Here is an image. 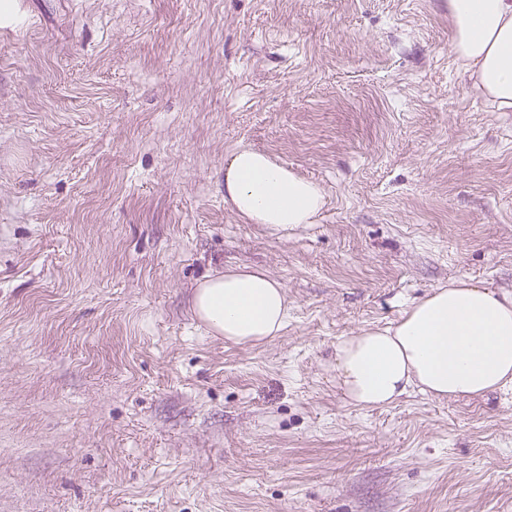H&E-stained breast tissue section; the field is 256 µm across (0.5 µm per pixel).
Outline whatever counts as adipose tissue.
<instances>
[{
	"mask_svg": "<svg viewBox=\"0 0 512 512\" xmlns=\"http://www.w3.org/2000/svg\"><path fill=\"white\" fill-rule=\"evenodd\" d=\"M450 50L473 90L512 110V0H448ZM224 201L248 224L282 238L316 223L322 187L265 152H234ZM197 318L226 341L256 346L288 323L282 283L262 268L207 274L192 299ZM336 383L358 408L391 405L411 390L433 398L483 395L512 385V292L457 280L411 302L387 327H368L335 347Z\"/></svg>",
	"mask_w": 512,
	"mask_h": 512,
	"instance_id": "adipose-tissue-1",
	"label": "adipose tissue"
}]
</instances>
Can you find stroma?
<instances>
[{
  "label": "stroma",
  "instance_id": "stroma-1",
  "mask_svg": "<svg viewBox=\"0 0 512 512\" xmlns=\"http://www.w3.org/2000/svg\"><path fill=\"white\" fill-rule=\"evenodd\" d=\"M0 11V512H512V388L343 401L333 349L469 279L512 291V111L448 0H9ZM268 153L326 195L285 239L224 203ZM288 324L207 332V272ZM192 306L210 332L238 345L269 343L288 323L286 290L262 268L231 266L205 275Z\"/></svg>",
  "mask_w": 512,
  "mask_h": 512
}]
</instances>
